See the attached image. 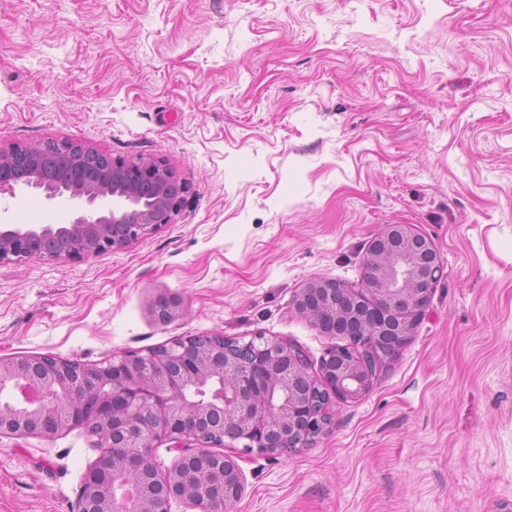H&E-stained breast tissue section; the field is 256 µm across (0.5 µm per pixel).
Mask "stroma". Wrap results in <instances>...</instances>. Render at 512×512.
Instances as JSON below:
<instances>
[{"instance_id": "stroma-1", "label": "stroma", "mask_w": 512, "mask_h": 512, "mask_svg": "<svg viewBox=\"0 0 512 512\" xmlns=\"http://www.w3.org/2000/svg\"><path fill=\"white\" fill-rule=\"evenodd\" d=\"M161 157L170 224L79 262L0 266V358L101 363L261 333L318 365L306 283L357 288L411 224L444 263L370 391L291 455L241 460L229 512H497L512 500V0H0V145ZM0 197V223L67 224ZM186 310L159 322L158 294ZM75 427L0 436V512H76Z\"/></svg>"}]
</instances>
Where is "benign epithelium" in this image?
<instances>
[{
    "label": "benign epithelium",
    "mask_w": 512,
    "mask_h": 512,
    "mask_svg": "<svg viewBox=\"0 0 512 512\" xmlns=\"http://www.w3.org/2000/svg\"><path fill=\"white\" fill-rule=\"evenodd\" d=\"M30 189L79 214L68 224H1L0 265L78 262L127 247L171 223L190 191L161 157L126 160L66 140L0 146V195ZM363 268V288L319 279L294 296L298 316L349 342L331 346L315 372L294 345L262 335L240 352L221 334L205 343L182 336L104 365L45 354L1 359L0 436L85 429L101 453L84 473L77 512H170L174 500L226 512L244 491L241 452L278 456L326 433L329 405L369 392L443 274L434 244L411 224L386 225ZM152 309L162 323L183 314L181 300L162 293ZM161 441L177 452L164 471L154 459Z\"/></svg>",
    "instance_id": "7a95c632"
}]
</instances>
